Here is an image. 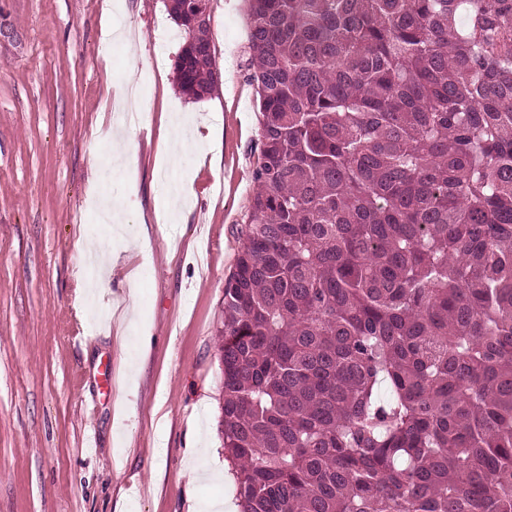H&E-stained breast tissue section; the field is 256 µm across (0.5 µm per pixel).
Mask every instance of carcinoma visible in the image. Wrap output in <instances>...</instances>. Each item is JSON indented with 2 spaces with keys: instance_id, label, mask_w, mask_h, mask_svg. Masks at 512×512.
<instances>
[{
  "instance_id": "cac0c4a2",
  "label": "carcinoma",
  "mask_w": 512,
  "mask_h": 512,
  "mask_svg": "<svg viewBox=\"0 0 512 512\" xmlns=\"http://www.w3.org/2000/svg\"><path fill=\"white\" fill-rule=\"evenodd\" d=\"M210 0H169L182 92ZM224 280L238 512H512V0H248Z\"/></svg>"
}]
</instances>
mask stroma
I'll list each match as a JSON object with an SVG mask.
<instances>
[{"mask_svg":"<svg viewBox=\"0 0 512 512\" xmlns=\"http://www.w3.org/2000/svg\"><path fill=\"white\" fill-rule=\"evenodd\" d=\"M210 7L221 79L195 100L163 0H0V512H237L218 331L259 103L245 0ZM120 18L136 37L104 51ZM133 74L150 79L144 124L121 128ZM185 112L194 146L173 158L165 126ZM86 239L114 261L92 296Z\"/></svg>","mask_w":512,"mask_h":512,"instance_id":"obj_1","label":"stroma"}]
</instances>
